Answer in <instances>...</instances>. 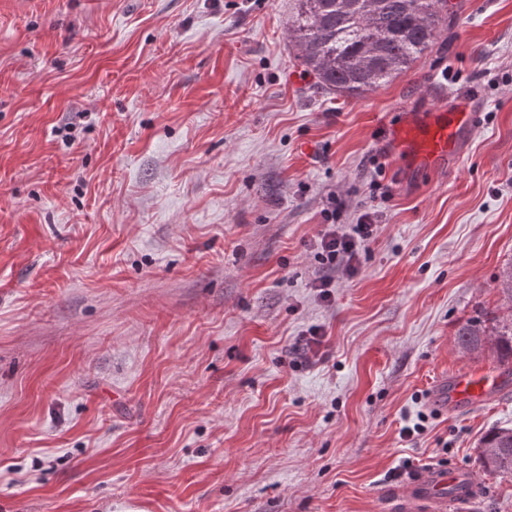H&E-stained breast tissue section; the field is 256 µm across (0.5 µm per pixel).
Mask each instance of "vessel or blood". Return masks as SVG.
Listing matches in <instances>:
<instances>
[{
  "instance_id": "b4317fda",
  "label": "vessel or blood",
  "mask_w": 512,
  "mask_h": 512,
  "mask_svg": "<svg viewBox=\"0 0 512 512\" xmlns=\"http://www.w3.org/2000/svg\"><path fill=\"white\" fill-rule=\"evenodd\" d=\"M476 117L471 103L461 102L453 109L440 103L404 121L396 145L418 166H452L465 150ZM504 387L501 374L478 378L463 371L440 381L438 403L450 412L472 409L493 399ZM477 490L473 474L432 464L420 471L406 489L394 491V512H451L455 506L472 500Z\"/></svg>"
}]
</instances>
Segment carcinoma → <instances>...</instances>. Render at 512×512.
Wrapping results in <instances>:
<instances>
[{"label":"carcinoma","mask_w":512,"mask_h":512,"mask_svg":"<svg viewBox=\"0 0 512 512\" xmlns=\"http://www.w3.org/2000/svg\"><path fill=\"white\" fill-rule=\"evenodd\" d=\"M446 0H293L288 37L321 89L357 97L408 71L428 53L447 21ZM468 352L490 350L512 364V317L470 319L457 331ZM480 453L487 471L512 477V429L489 431Z\"/></svg>","instance_id":"cac0c4a2"}]
</instances>
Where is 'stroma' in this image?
Returning <instances> with one entry per match:
<instances>
[{
    "label": "stroma",
    "instance_id": "1",
    "mask_svg": "<svg viewBox=\"0 0 512 512\" xmlns=\"http://www.w3.org/2000/svg\"><path fill=\"white\" fill-rule=\"evenodd\" d=\"M452 3L355 98L296 60L289 0H0V512H387L431 463L512 512L478 462L512 387L434 395L495 366L459 326L512 313V0ZM446 95L466 152L405 173L392 127ZM368 203L357 274L324 268L326 210ZM505 388L500 373L476 378L470 372H458L440 381L438 403L445 411H460L478 407L497 396Z\"/></svg>",
    "mask_w": 512,
    "mask_h": 512
}]
</instances>
